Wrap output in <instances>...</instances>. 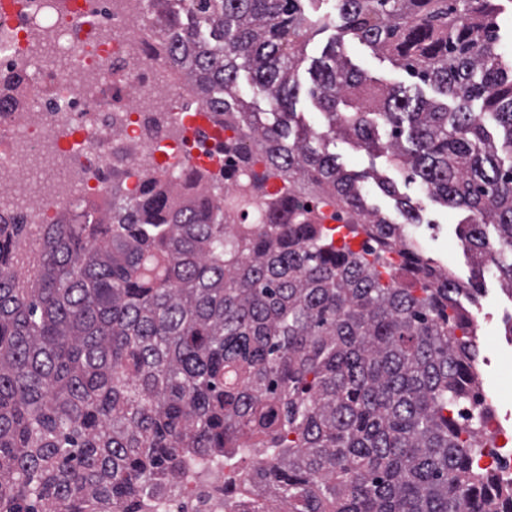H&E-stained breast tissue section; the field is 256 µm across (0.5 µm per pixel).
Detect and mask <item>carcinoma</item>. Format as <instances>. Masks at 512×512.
Masks as SVG:
<instances>
[{
  "label": "carcinoma",
  "instance_id": "1",
  "mask_svg": "<svg viewBox=\"0 0 512 512\" xmlns=\"http://www.w3.org/2000/svg\"><path fill=\"white\" fill-rule=\"evenodd\" d=\"M147 6L163 67L237 131L224 178L247 186L227 199L204 170L179 182L149 168L131 190L117 161L101 200L52 224L0 214V512H133L160 476L243 448L274 492L259 512L281 498L293 512H512V482L480 466L474 443L491 410L464 411L482 388L466 288L324 146L340 128L465 211V246L512 292L503 0H337L343 35L413 84L376 86L331 43L310 66L326 132L295 112L299 65L325 26L307 0ZM23 81L0 76V104L18 107ZM271 178L283 189L269 192ZM377 185L404 224L420 222L393 180ZM367 194L368 204L378 208L386 216H390L397 223H401L400 215L396 209V201L383 194L376 186L373 178H368L360 183Z\"/></svg>",
  "mask_w": 512,
  "mask_h": 512
}]
</instances>
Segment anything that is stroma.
Returning <instances> with one entry per match:
<instances>
[{
	"label": "stroma",
	"instance_id": "stroma-1",
	"mask_svg": "<svg viewBox=\"0 0 512 512\" xmlns=\"http://www.w3.org/2000/svg\"><path fill=\"white\" fill-rule=\"evenodd\" d=\"M348 60L364 71L376 84L394 85L407 82L404 70L388 56L358 41L345 46ZM327 149L348 171L377 172L392 178L401 194L416 206L420 221L405 225L404 230L417 243L424 256L449 270L466 291L460 297L469 310L482 308L480 322V356L477 364L482 385L492 410L491 429H502L512 436V336L505 325L512 317V294L508 293L498 272L479 273L471 252L458 240L459 212L433 201L419 183H408L403 173L384 156H372L357 148L351 137H328Z\"/></svg>",
	"mask_w": 512,
	"mask_h": 512
}]
</instances>
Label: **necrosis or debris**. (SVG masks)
<instances>
[{"mask_svg": "<svg viewBox=\"0 0 512 512\" xmlns=\"http://www.w3.org/2000/svg\"><path fill=\"white\" fill-rule=\"evenodd\" d=\"M11 9L0 2V69L18 62L31 69L26 95L36 102L35 122L18 113L0 117L12 144L0 148V184L25 165L16 144L60 142L81 132L86 167L100 175L109 170L113 147L106 141L120 129L127 142L165 148L167 156L193 154L203 168H224L223 137L209 138L186 114L194 93L164 74L157 62L140 52L152 41L144 0H104L90 15L61 18L49 0H17ZM134 104L116 111L118 100ZM18 212L27 223L44 224L54 217L62 197L45 196L35 180L18 196ZM224 482H204L186 474L179 487H166L149 512H223Z\"/></svg>", "mask_w": 512, "mask_h": 512, "instance_id": "4bbe7bcc", "label": "necrosis or debris"}]
</instances>
